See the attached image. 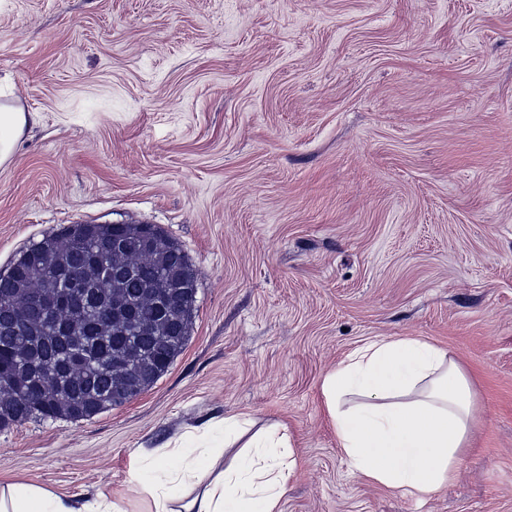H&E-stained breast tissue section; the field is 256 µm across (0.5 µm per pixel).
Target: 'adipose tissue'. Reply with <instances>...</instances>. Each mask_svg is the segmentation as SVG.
Segmentation results:
<instances>
[{
    "instance_id": "adipose-tissue-1",
    "label": "adipose tissue",
    "mask_w": 512,
    "mask_h": 512,
    "mask_svg": "<svg viewBox=\"0 0 512 512\" xmlns=\"http://www.w3.org/2000/svg\"><path fill=\"white\" fill-rule=\"evenodd\" d=\"M353 473L411 496L450 481L472 421V389L447 350L419 340H375L322 382ZM210 448H174L135 481L144 512H278L295 461L278 446L243 447L217 468ZM0 512H125L121 501H71L25 484L0 486Z\"/></svg>"
}]
</instances>
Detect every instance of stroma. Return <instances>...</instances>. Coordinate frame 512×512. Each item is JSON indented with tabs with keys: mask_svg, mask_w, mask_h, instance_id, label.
<instances>
[{
	"mask_svg": "<svg viewBox=\"0 0 512 512\" xmlns=\"http://www.w3.org/2000/svg\"><path fill=\"white\" fill-rule=\"evenodd\" d=\"M0 271L67 224H154L198 272L132 402L0 430V483L136 508L210 420L286 426L281 512H512V0H0ZM446 349L473 422L423 500L352 474L321 394L375 339ZM29 117L22 108L0 106V166L10 161L14 143L22 136Z\"/></svg>",
	"mask_w": 512,
	"mask_h": 512,
	"instance_id": "stroma-1",
	"label": "stroma"
}]
</instances>
